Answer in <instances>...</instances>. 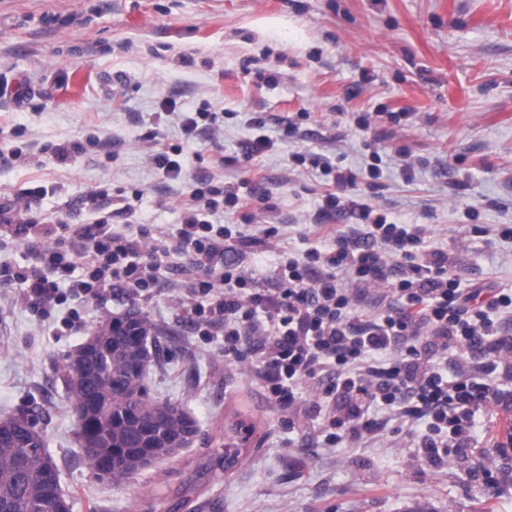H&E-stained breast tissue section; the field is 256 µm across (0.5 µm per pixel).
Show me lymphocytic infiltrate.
<instances>
[{
  "label": "lymphocytic infiltrate",
  "instance_id": "1",
  "mask_svg": "<svg viewBox=\"0 0 512 512\" xmlns=\"http://www.w3.org/2000/svg\"><path fill=\"white\" fill-rule=\"evenodd\" d=\"M326 190L318 233L333 237V250L311 249L289 258L277 283L257 287L224 260L227 250L277 236L267 227L261 237L215 226L221 205L248 204L261 197L260 183L248 180L217 188L198 181L181 207L176 229L140 226L125 232L113 214L132 217L133 200L89 189L84 205L98 214L87 224H70L52 215H32L31 204L43 187L21 190L12 204L18 218L8 228L11 240L30 249L34 263L23 274L25 296L40 305L58 298L61 282L98 298L104 288L142 294L157 282L166 258L178 253L189 269L206 268L194 278L193 294L204 298L195 309L224 330V354L251 358L270 399L292 408L311 389L326 421L325 440L336 445L380 430L376 415L391 411L400 426L424 425L419 445L429 457L441 448L470 444L473 417L496 402L492 384L478 373H492L512 355V336L502 334L501 315L512 316V291L494 292L486 305L473 307L475 292L462 288L449 272L447 251L428 245L423 224H394L375 214L365 196L377 192L379 167L360 185L357 172L332 158L310 157ZM354 210L363 230L349 234L329 219ZM84 273L73 279L74 258ZM388 283L386 301L365 308L376 285ZM404 352L384 359L395 343ZM464 349L470 370L448 376L437 361L449 346Z\"/></svg>",
  "mask_w": 512,
  "mask_h": 512
}]
</instances>
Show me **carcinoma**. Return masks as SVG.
Segmentation results:
<instances>
[{"mask_svg": "<svg viewBox=\"0 0 512 512\" xmlns=\"http://www.w3.org/2000/svg\"><path fill=\"white\" fill-rule=\"evenodd\" d=\"M112 330L102 340L105 355L93 370L79 372L66 354L57 368L72 410L92 402L97 414L77 423L75 440L91 443L85 454L93 471L99 458L112 456L110 481L119 482L137 471V454L155 448L161 458L173 457L193 440L191 414L179 403L149 399L145 378L152 365L161 364V346L155 328L142 313L112 319L100 330ZM13 418L0 420V509L4 512H48L61 490L60 470L42 463L46 442L36 422L29 429L12 427Z\"/></svg>", "mask_w": 512, "mask_h": 512, "instance_id": "carcinoma-1", "label": "carcinoma"}]
</instances>
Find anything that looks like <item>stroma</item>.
Segmentation results:
<instances>
[{"mask_svg": "<svg viewBox=\"0 0 512 512\" xmlns=\"http://www.w3.org/2000/svg\"><path fill=\"white\" fill-rule=\"evenodd\" d=\"M212 107L223 112L219 129L186 141L179 113ZM288 118L298 130L287 138ZM151 130L156 139L145 140ZM0 135V201L41 185L37 212L74 224L91 221L81 196L96 186L141 191L138 223H179L192 185L159 179L158 150L181 149L191 178L260 175L269 198L253 202V222L277 226V242L239 245L225 259L262 286L282 253L333 248L311 232L322 179L292 154L364 172L374 149L388 159L380 213L428 225L461 287L512 289V237L474 231L512 228V0H0ZM261 135L273 148L246 162ZM74 143L87 151L53 152ZM401 146L409 176L393 157ZM29 262L26 247L0 246L13 272L0 279V418L37 416L72 512H512L511 374L499 377L500 400L476 415L471 447L433 459L393 421L330 446L312 392L298 409L280 408L250 360L225 358L223 336L190 312L178 257L149 298L116 288L91 300L65 288L48 306L23 295L16 274ZM131 307L165 348L145 378L150 397L184 405L199 434L115 483L86 464L57 368ZM234 419L249 427V445L228 472Z\"/></svg>", "mask_w": 512, "mask_h": 512, "instance_id": "35a3bbf8", "label": "stroma"}]
</instances>
